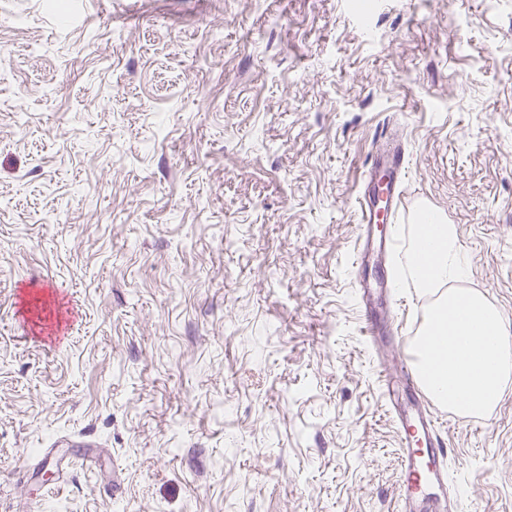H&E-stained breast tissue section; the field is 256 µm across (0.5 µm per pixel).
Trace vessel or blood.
Masks as SVG:
<instances>
[{"label":"vessel or blood","mask_w":512,"mask_h":512,"mask_svg":"<svg viewBox=\"0 0 512 512\" xmlns=\"http://www.w3.org/2000/svg\"><path fill=\"white\" fill-rule=\"evenodd\" d=\"M406 175L403 147L392 139L383 141L358 200L360 251L392 254L394 237L379 234L378 226L397 221ZM379 382L386 396V413L399 439L400 512H457L458 501L448 492L453 479L441 434L442 416L423 389L414 358L403 356L396 366L380 368Z\"/></svg>","instance_id":"1"}]
</instances>
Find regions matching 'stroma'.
<instances>
[{
  "instance_id": "35a3bbf8",
  "label": "stroma",
  "mask_w": 512,
  "mask_h": 512,
  "mask_svg": "<svg viewBox=\"0 0 512 512\" xmlns=\"http://www.w3.org/2000/svg\"><path fill=\"white\" fill-rule=\"evenodd\" d=\"M384 131L512 327V0H0V512H398ZM443 433L512 512V380ZM363 180L362 194L358 197L360 224H358L359 251L355 264L359 265L369 249L383 251L393 259L394 234L377 233L378 224L387 219L396 223L407 175V160L403 147L395 139L385 140Z\"/></svg>"
}]
</instances>
